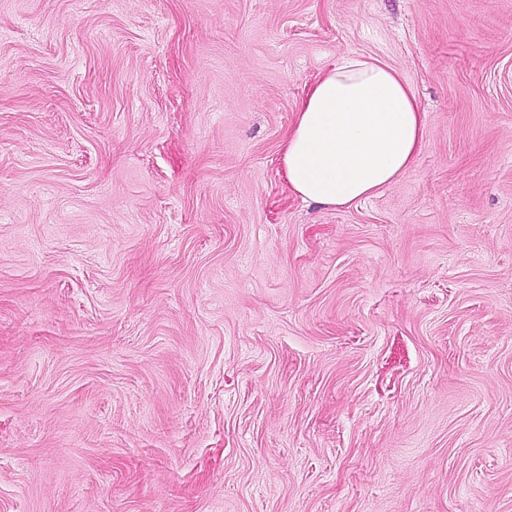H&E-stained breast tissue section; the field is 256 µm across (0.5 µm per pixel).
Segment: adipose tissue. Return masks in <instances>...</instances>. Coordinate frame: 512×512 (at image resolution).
Listing matches in <instances>:
<instances>
[{"label":"adipose tissue","instance_id":"ef3b65f1","mask_svg":"<svg viewBox=\"0 0 512 512\" xmlns=\"http://www.w3.org/2000/svg\"><path fill=\"white\" fill-rule=\"evenodd\" d=\"M409 82L386 63L344 54L297 107L283 149L292 194L348 207L396 181L424 144Z\"/></svg>","mask_w":512,"mask_h":512}]
</instances>
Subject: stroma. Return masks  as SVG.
Returning <instances> with one entry per match:
<instances>
[{
  "label": "stroma",
  "instance_id": "35a3bbf8",
  "mask_svg": "<svg viewBox=\"0 0 512 512\" xmlns=\"http://www.w3.org/2000/svg\"><path fill=\"white\" fill-rule=\"evenodd\" d=\"M343 53L426 138L333 208ZM0 512H512V0H0ZM424 137L404 76L379 59L343 54L297 107L283 149L288 187L303 202L349 207L396 181Z\"/></svg>",
  "mask_w": 512,
  "mask_h": 512
}]
</instances>
